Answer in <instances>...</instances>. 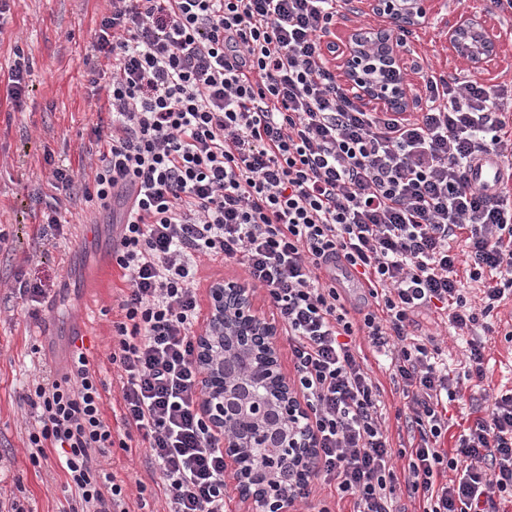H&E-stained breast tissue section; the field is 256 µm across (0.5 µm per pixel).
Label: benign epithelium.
I'll return each mask as SVG.
<instances>
[{
	"mask_svg": "<svg viewBox=\"0 0 512 512\" xmlns=\"http://www.w3.org/2000/svg\"><path fill=\"white\" fill-rule=\"evenodd\" d=\"M382 19L329 41L339 79L360 102L406 116L417 108L408 86L400 38L428 19L430 0H364ZM451 50L480 73L505 54L501 34L471 9L446 33ZM205 328L198 336L203 400L200 414L223 440L224 480L246 512H294L297 480L310 468L315 440L304 400L281 369L280 323L256 306L246 281L226 278L207 291Z\"/></svg>",
	"mask_w": 512,
	"mask_h": 512,
	"instance_id": "obj_1",
	"label": "benign epithelium"
}]
</instances>
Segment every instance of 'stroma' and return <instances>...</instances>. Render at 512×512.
Segmentation results:
<instances>
[{
    "label": "stroma",
    "mask_w": 512,
    "mask_h": 512,
    "mask_svg": "<svg viewBox=\"0 0 512 512\" xmlns=\"http://www.w3.org/2000/svg\"><path fill=\"white\" fill-rule=\"evenodd\" d=\"M108 5V0H16L0 20V232L7 236L0 243V505L17 501L27 512H74L79 498L65 491L55 458L36 466L26 453L33 418L18 397L42 374L46 360L36 338L38 322L14 291V280L21 273L35 274L61 293L52 313L59 329H66L73 317L86 315L89 325L83 344L104 367L112 348V322L118 317L113 304L123 286L114 266L100 271L93 283H85L84 270L97 264L100 236H75L85 225L111 227V212L86 205L80 197L63 201L64 236H41L42 213L61 196L53 186L45 153H53L74 170L79 194L92 183L97 164L92 129L106 93L90 85L89 71L106 65L95 52V31ZM407 48L412 96H424L427 70L450 77L465 68L449 50L443 26L430 23L413 31ZM20 54L30 64L31 93L17 108L7 97L6 78ZM505 314V308H497L488 316L487 327L475 329L490 373L483 389H465L462 400L449 404L452 424L473 423L484 392L512 388V330ZM415 320L418 335H433L450 374L463 373L462 341L435 324L429 312L419 313ZM101 464L123 480L131 512H168L146 448L129 453L113 448Z\"/></svg>",
    "instance_id": "stroma-1"
}]
</instances>
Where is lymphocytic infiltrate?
<instances>
[{"instance_id": "lymphocytic-infiltrate-1", "label": "lymphocytic infiltrate", "mask_w": 512, "mask_h": 512, "mask_svg": "<svg viewBox=\"0 0 512 512\" xmlns=\"http://www.w3.org/2000/svg\"><path fill=\"white\" fill-rule=\"evenodd\" d=\"M95 48L110 122L96 125L98 165L85 201L129 205L112 226L126 283L108 356L121 397L82 348L62 376L20 394L37 426L31 463L56 451L81 512H129L109 448L140 436L169 512H224V454L198 412L195 360L201 259L243 265L288 337L293 383L310 406L318 457L299 499L333 486L352 512H500L512 498V390L445 448L448 405L487 377L480 317L512 295V191L468 177L484 154L512 169L504 85L424 77L412 117L370 110L338 83L323 41L343 0H110ZM363 284L358 302L336 264ZM479 282L478 300L463 280ZM468 335L467 368L450 378L412 334L419 311ZM388 354L411 416L412 443L393 448L384 391L358 337ZM406 459L395 473V459Z\"/></svg>"}]
</instances>
